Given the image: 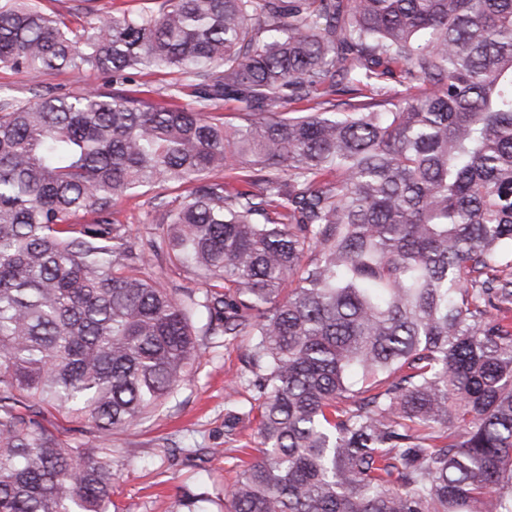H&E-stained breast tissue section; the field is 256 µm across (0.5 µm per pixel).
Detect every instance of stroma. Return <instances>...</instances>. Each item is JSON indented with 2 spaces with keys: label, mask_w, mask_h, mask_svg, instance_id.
I'll use <instances>...</instances> for the list:
<instances>
[{
  "label": "stroma",
  "mask_w": 512,
  "mask_h": 512,
  "mask_svg": "<svg viewBox=\"0 0 512 512\" xmlns=\"http://www.w3.org/2000/svg\"><path fill=\"white\" fill-rule=\"evenodd\" d=\"M102 73L48 70L38 78L0 67V101L26 102L38 94L64 95L100 86ZM118 219L129 227V240L139 243L158 214L151 194L129 197L117 204ZM201 356L176 400L148 423L116 434L112 445L126 449L114 485L113 501L120 512H181L184 494H206L208 512H222L224 491L238 472L240 450L254 440L257 423H238L235 436L224 432V406L252 403V394L227 392L228 382L246 367L247 337L233 343L223 338L200 339Z\"/></svg>",
  "instance_id": "1"
}]
</instances>
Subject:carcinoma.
Instances as JSON below:
<instances>
[{"mask_svg":"<svg viewBox=\"0 0 512 512\" xmlns=\"http://www.w3.org/2000/svg\"><path fill=\"white\" fill-rule=\"evenodd\" d=\"M154 3L85 35L0 0L1 66L192 98L0 107V512H112V436L200 336L249 337L224 512H512V0ZM153 189L136 248L112 207ZM177 77L176 75H167L163 72H150L144 70L141 73H137L131 76L129 81L122 84H114L111 89L112 91L131 97H138L150 100L155 103H162L165 105L174 106H187L189 99L182 97L180 99L171 100L168 97L162 95L163 86L167 82L171 81L172 78Z\"/></svg>","mask_w":512,"mask_h":512,"instance_id":"cac0c4a2","label":"carcinoma"}]
</instances>
